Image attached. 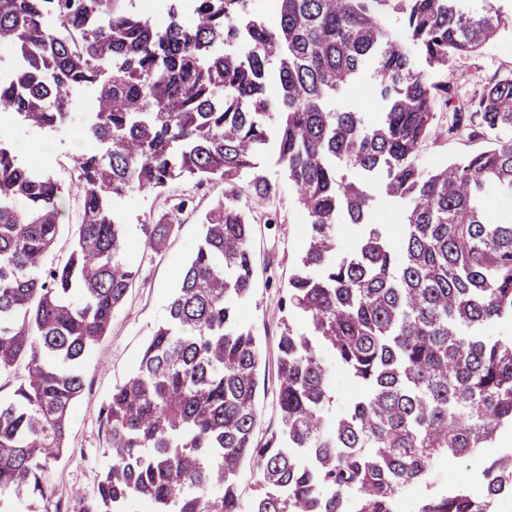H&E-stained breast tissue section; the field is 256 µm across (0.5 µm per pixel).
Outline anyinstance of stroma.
I'll return each instance as SVG.
<instances>
[{"label":"stroma","mask_w":512,"mask_h":512,"mask_svg":"<svg viewBox=\"0 0 512 512\" xmlns=\"http://www.w3.org/2000/svg\"><path fill=\"white\" fill-rule=\"evenodd\" d=\"M512 74V28L503 30L480 54L459 58L450 68L454 105H465L478 96L492 75ZM450 112L437 115L439 128L430 141L417 152V163L426 171L448 163L460 162L469 155L490 147L492 138L470 139L447 131ZM81 117H74L65 130L34 133L11 122L0 124V134L10 137L20 158L49 170L63 185H70L72 169L69 158L82 145ZM258 168L276 186L270 203L253 207V289L241 307V316L260 339L262 365L267 381L276 377V338L281 313L279 299L294 270L307 236V225L293 199V191L280 170L274 152L258 160ZM169 194L192 197L196 211L185 216L167 251L159 256L145 255L136 226L158 215L165 207L163 198L136 193L127 197L120 209L126 223L132 224L130 256L140 267V277L128 292L125 302L115 310L108 334L96 345L84 365V391L78 410L71 419L70 447L52 468L55 496L67 502L90 493L95 488L108 459L104 453L106 430L98 419L99 408L106 404L112 388L135 366L142 349L166 316V307L180 269L194 250L200 234L198 215L218 197L224 186L210 183L198 188L190 182H176ZM512 448V431H503L493 448L482 456L453 463L451 470L429 472L426 482L414 485L407 499L408 512H415L417 502L430 492L447 487L449 481L470 482L486 457Z\"/></svg>","instance_id":"35a3bbf8"}]
</instances>
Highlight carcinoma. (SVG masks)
<instances>
[{
    "label": "carcinoma",
    "mask_w": 512,
    "mask_h": 512,
    "mask_svg": "<svg viewBox=\"0 0 512 512\" xmlns=\"http://www.w3.org/2000/svg\"><path fill=\"white\" fill-rule=\"evenodd\" d=\"M114 2L0 0V45L12 51L0 111L57 132L71 121L69 92H95L87 144L70 157L79 222L62 264L64 188L0 139V376L15 378L0 399V498L30 510L54 498L83 363L139 274L118 203L175 181L227 190L200 216L164 322L100 410L109 464L72 512H241L245 465L257 482L248 512H395L435 464L491 447L512 428V336L479 330L512 320V210L489 220L484 195H512V139L431 173L416 154L440 105L450 133L512 128V78H490L466 112L448 82L453 60L512 16L495 5L473 15L461 0H275L270 24L244 0H195L189 21L175 3L159 27ZM367 72L383 104L371 126L335 107ZM271 147L308 231L280 298L278 425L259 442L260 343L240 307L253 274L249 202L276 194L257 166ZM368 181L402 205L400 249L372 224L339 257L336 224L367 223ZM191 203L175 197L140 225L148 253L165 250ZM324 351L358 388L340 415ZM483 481L479 496L467 485L431 493L418 512H494L512 456L493 458Z\"/></svg>",
    "instance_id": "obj_1"
}]
</instances>
